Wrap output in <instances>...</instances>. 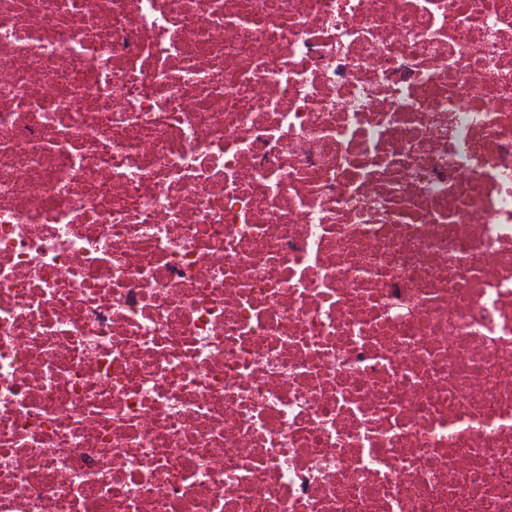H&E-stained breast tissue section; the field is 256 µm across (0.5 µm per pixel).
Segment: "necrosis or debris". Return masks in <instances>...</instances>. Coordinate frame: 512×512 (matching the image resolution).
Wrapping results in <instances>:
<instances>
[{
  "label": "necrosis or debris",
  "mask_w": 512,
  "mask_h": 512,
  "mask_svg": "<svg viewBox=\"0 0 512 512\" xmlns=\"http://www.w3.org/2000/svg\"><path fill=\"white\" fill-rule=\"evenodd\" d=\"M0 512H512V0H0Z\"/></svg>",
  "instance_id": "necrosis-or-debris-1"
}]
</instances>
